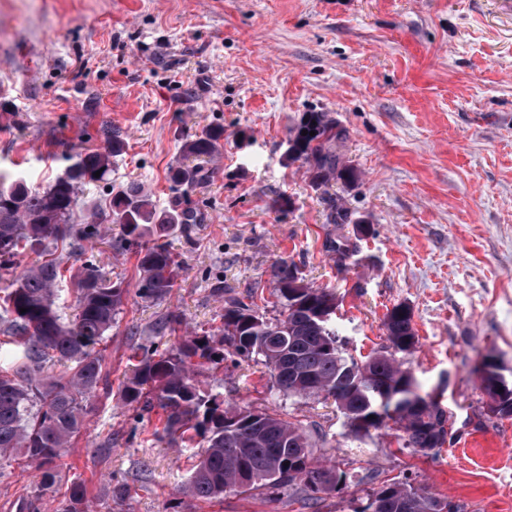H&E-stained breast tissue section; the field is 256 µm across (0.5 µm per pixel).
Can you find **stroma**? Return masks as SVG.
<instances>
[{"label": "stroma", "mask_w": 512, "mask_h": 512, "mask_svg": "<svg viewBox=\"0 0 512 512\" xmlns=\"http://www.w3.org/2000/svg\"><path fill=\"white\" fill-rule=\"evenodd\" d=\"M310 112L346 129L338 147L353 180L330 193L353 214L327 221L325 193L303 162H286L287 132ZM224 131L212 176L172 188L183 146ZM125 148L107 180L80 184L71 221L109 222L113 187L135 180L158 210H197L168 239L181 261L164 298L142 296L133 250L75 240L67 265L93 260L127 294L109 333L84 426L41 487L23 457L0 467V512L35 501L52 512L74 478L92 512H365L374 493L407 482L464 505L512 512V419L485 412L478 365L489 354L512 376V11L501 0H0V173L46 185L82 149ZM358 244L339 268L329 240ZM280 259L339 298L336 332L360 358L386 343L384 319L410 305L418 344L407 362L422 391L452 412V438L428 457L396 430L353 436L323 396L286 397L263 365L202 368V390L225 404L300 422L318 462L345 481L318 501L301 485L184 491L190 449L158 440L161 409L119 392L135 350L220 333L224 300L270 285Z\"/></svg>", "instance_id": "stroma-1"}]
</instances>
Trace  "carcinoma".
<instances>
[{
	"label": "carcinoma",
	"instance_id": "cac0c4a2",
	"mask_svg": "<svg viewBox=\"0 0 512 512\" xmlns=\"http://www.w3.org/2000/svg\"><path fill=\"white\" fill-rule=\"evenodd\" d=\"M308 134H302V131ZM315 135H309V132ZM224 130L209 128L184 145L187 156L211 162L220 153ZM346 130L324 112H311L289 130V161L308 166L312 184L322 187L348 176L351 171L336 154V142ZM119 132L102 151L85 149L75 162L45 187H31L20 180L0 176V269L12 273V281L0 297L4 332L0 341V466L18 454L40 465L61 456L79 432L90 398L112 394L102 375L100 346L116 321L124 289L114 284L97 288L104 274L86 261L73 275L76 300L71 318L57 310L60 284L65 280L60 257L53 251L43 259L17 270L15 259L22 250L87 236L103 240L111 225L122 231L121 247L137 248L142 272L139 291L160 299L174 286L178 264L169 244L159 242L177 227L196 219L190 209L159 211L152 197L132 181L112 189L111 223L88 224L79 229L70 223L77 184L84 179L104 180L112 171V158L123 150ZM100 176H95V172ZM209 177L200 166L175 167L171 180L192 186ZM327 222L351 223V212L333 197L328 198ZM300 268L294 260H280L271 269L274 287L270 296L282 308V318L266 320L255 308L258 287L242 297H231L224 306L221 335L184 336L175 346L140 361L122 388V400L146 411L154 407L166 413L165 431L176 436L194 430L205 445L187 482L192 496L212 500L224 497L225 489L239 492L261 487L300 484L313 499L336 489L340 475L333 467L314 461L303 427L268 409L226 408L216 397L202 396L195 371L218 364L228 356L259 360L276 389L302 396L322 393L333 400L348 419L366 420L365 430L379 429L391 420L400 431L402 447L424 456L433 455L446 443L449 412L418 384L389 392L410 372L401 356L416 343L409 306L399 304L386 315L389 345L363 361L345 356L336 335V293L308 283L290 284ZM26 312H20V309ZM67 365L64 376L48 370ZM512 410V387L496 405H487L500 419ZM448 501L408 483H386L373 496L370 512H444ZM84 482L71 481L68 497L53 512H88Z\"/></svg>",
	"mask_w": 512,
	"mask_h": 512
}]
</instances>
